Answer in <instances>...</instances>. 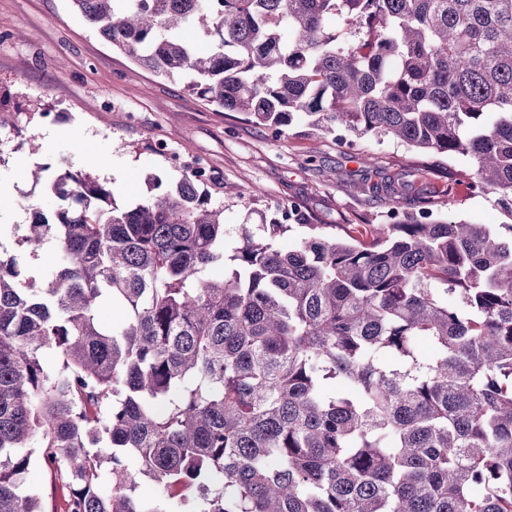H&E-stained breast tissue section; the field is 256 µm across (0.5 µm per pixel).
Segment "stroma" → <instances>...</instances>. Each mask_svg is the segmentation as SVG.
<instances>
[{"mask_svg": "<svg viewBox=\"0 0 512 512\" xmlns=\"http://www.w3.org/2000/svg\"><path fill=\"white\" fill-rule=\"evenodd\" d=\"M0 100L15 121L0 129L13 138L0 162V180L13 186L6 212L18 217L0 233V247L10 252L31 221L28 201L47 214L56 205L29 168L54 170L64 157L110 182L120 206L172 188L182 171L168 153L205 159L230 247L242 227L270 223L287 205L312 224L386 223V197L361 182L365 158L390 176L406 175L401 211L413 212L418 195L436 193L451 197L455 217L495 227L508 221L495 194L473 193L471 159L423 156L387 138L321 136L300 120L280 132L257 126L112 50L70 0H0ZM22 161L27 170L19 169Z\"/></svg>", "mask_w": 512, "mask_h": 512, "instance_id": "stroma-1", "label": "stroma"}]
</instances>
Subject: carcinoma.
Segmentation results:
<instances>
[{
	"label": "carcinoma",
	"mask_w": 512,
	"mask_h": 512,
	"mask_svg": "<svg viewBox=\"0 0 512 512\" xmlns=\"http://www.w3.org/2000/svg\"><path fill=\"white\" fill-rule=\"evenodd\" d=\"M71 2L258 126L466 156L512 220V0ZM34 176L57 205L0 255V512H48L35 458L64 512H512V223L450 198L402 216L394 181L389 224H302L288 248L263 224L228 252L204 176L123 208L82 169ZM27 484L30 490L41 493L57 512H63L67 490L58 483L54 484L51 471L43 460L36 459L34 461L27 476Z\"/></svg>",
	"instance_id": "1"
}]
</instances>
